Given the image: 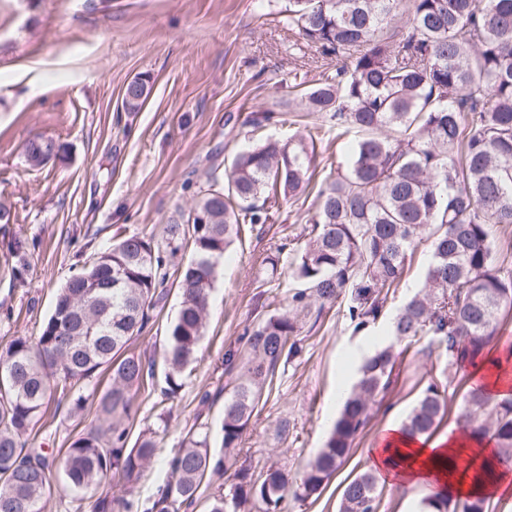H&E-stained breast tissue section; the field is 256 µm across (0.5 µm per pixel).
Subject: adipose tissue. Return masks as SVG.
<instances>
[{
	"label": "adipose tissue",
	"instance_id": "ef3b65f1",
	"mask_svg": "<svg viewBox=\"0 0 512 512\" xmlns=\"http://www.w3.org/2000/svg\"><path fill=\"white\" fill-rule=\"evenodd\" d=\"M370 468L381 481L411 488L439 489L457 496L468 495L473 486L468 464L489 470L481 492L496 499L512 496V472L498 463L492 440L466 437L455 431L431 439L409 437L395 424L387 425L367 451Z\"/></svg>",
	"mask_w": 512,
	"mask_h": 512
}]
</instances>
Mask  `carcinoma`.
Wrapping results in <instances>:
<instances>
[{"label": "carcinoma", "instance_id": "cac0c4a2", "mask_svg": "<svg viewBox=\"0 0 512 512\" xmlns=\"http://www.w3.org/2000/svg\"><path fill=\"white\" fill-rule=\"evenodd\" d=\"M404 6L406 32L388 31ZM288 25L336 57L305 95L307 110L327 112L336 139H349L346 166L336 167L317 191L305 241L292 243L297 284L289 311L260 319L247 331L242 370L224 400L222 447L239 446L255 408L272 390L280 364L298 354L297 336L312 317L351 293L355 331L380 317L388 293L402 281L408 258L430 241L423 286L395 312L392 342L368 356L334 421L324 448L299 483L270 469L261 480L241 469L229 496H212L208 512H247L260 504L278 512L288 490L307 499L321 493L368 426L373 406L391 383L398 347L423 337L448 357V378L431 376L402 422L412 436L431 435L447 410V391L466 384L465 367L484 358L512 318V240L498 249L494 228L512 224V0H288ZM145 78L127 84L123 107L139 109ZM316 138H268L238 153L224 186L190 209L191 222L166 230L164 253L140 233L118 237L60 288L54 310L36 339L16 336L0 345V512H46L54 491L47 457L29 437L57 392L101 373L110 383L98 395L105 439L90 432L64 452L60 479L89 500L91 512H112L97 495L102 482L123 483V512H180L194 505L204 479L224 470L208 434L190 431L170 459L171 480L143 507L137 484L160 451L159 434L130 440L136 396L152 393L154 364L127 352L150 323L175 278L181 308L164 336L166 398L183 385L185 369L206 333L209 292L219 259L241 235L273 220V201L296 196L311 183ZM52 139L25 151L32 166ZM193 259L171 268L183 245ZM469 436L494 441L500 465L512 458V395L501 399L471 386L456 420ZM381 491L366 470L344 487L338 512H378ZM420 512H492L490 498L432 495Z\"/></svg>", "mask_w": 512, "mask_h": 512}]
</instances>
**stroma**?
I'll return each instance as SVG.
<instances>
[{
	"label": "stroma",
	"instance_id": "obj_1",
	"mask_svg": "<svg viewBox=\"0 0 512 512\" xmlns=\"http://www.w3.org/2000/svg\"><path fill=\"white\" fill-rule=\"evenodd\" d=\"M288 0H0V344L37 337L53 311L58 289L81 271L117 234H152L164 244L166 227L185 220L197 195L211 189L234 155L254 138L249 120L257 110L275 112L266 135L317 128L320 139L311 187L281 200L276 221L243 236L224 255L210 292L205 338L192 374L175 397L156 403L138 395L133 431L158 430L163 447L141 477L137 494L154 497L169 479L168 462L190 427L222 442L224 399L234 381L224 371L228 352L242 351V335L261 316L286 311L294 281L281 264L279 287L259 293L268 272L262 261L306 227L316 189L334 162L346 163L349 144L329 132L324 113L306 111L301 100L328 60L288 25ZM148 77L150 92L135 112L126 111V84ZM42 137L62 144L61 159L29 166L25 147ZM27 244L24 285L13 284L16 262L5 244ZM428 243L408 261L386 314L355 331L343 307L325 309L307 322L300 352L279 367L267 402L259 404L238 448L225 452L223 474L202 485L189 512H206L219 488L246 469L261 479L274 468L298 479L324 447L344 397L359 377L350 353L389 326L388 316L421 287ZM169 295L152 330L130 342L143 357L162 361L163 336L178 313ZM428 339L399 358L389 391L356 439L350 456L320 495L283 498L279 512H337L344 486L366 469V448L381 429L402 421L429 370L446 365ZM209 392V406L198 395ZM72 413L71 397H57L36 424L30 443L44 448L59 470L65 448L97 423L91 386Z\"/></svg>",
	"mask_w": 512,
	"mask_h": 512
}]
</instances>
